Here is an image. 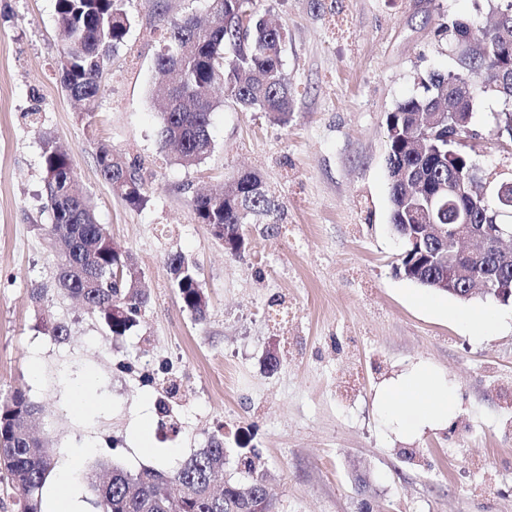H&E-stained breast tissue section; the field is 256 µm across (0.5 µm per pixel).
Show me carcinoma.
<instances>
[{
  "label": "carcinoma",
  "instance_id": "cac0c4a2",
  "mask_svg": "<svg viewBox=\"0 0 512 512\" xmlns=\"http://www.w3.org/2000/svg\"><path fill=\"white\" fill-rule=\"evenodd\" d=\"M207 2L208 22L200 23L193 14L173 22L155 57L156 69L177 76L176 85L158 90L164 100L160 144L174 146L175 161L187 168L200 164L211 152L209 127L218 105L216 91L227 93L242 110L263 112L279 125L287 124L292 112L291 82L282 61L283 31L256 10L254 0ZM488 8L512 32V0H488ZM55 9L62 47L61 84L90 116L107 61L124 45L131 28L126 0H55ZM444 35L450 47L462 36L469 38L470 50L454 56L447 72L422 78L424 94L398 102L388 116L389 221L404 246L408 225L420 223L425 206L422 193L406 189V179L444 184L449 208L469 210L475 224L501 220L494 195L454 191L458 181L448 171L451 165L466 178L476 167L473 154L482 136L475 130L474 106L465 102L454 107L460 118L450 125L424 128L417 124V117L443 111L449 89L462 80L471 88L473 101L493 95L502 102V108L490 115L489 132L501 129L509 135L512 79L500 83L490 75L503 41L463 19L451 20ZM450 151L456 152L451 159ZM42 157L47 205L53 214L50 235L58 288L63 295L80 299L111 335L123 336L138 325L148 301L139 273L126 254L113 249L108 228L97 222L90 197L77 185L69 154L45 136ZM95 159L117 196L134 207L147 202L136 164L125 162L105 144L98 147ZM191 207L198 223L224 226V250L237 256L241 254L236 241L242 237V225L254 215L269 213L274 201L261 178L244 171L221 194L193 196ZM435 250L436 246H430L422 260L402 256L399 271L412 283L450 296L452 292L435 286L442 274L434 265ZM167 266L183 307L195 319L204 320L208 301L197 264L176 252L168 256ZM470 272V280L482 288L478 296L487 300L493 298L502 278L512 277V265L475 263ZM37 414V407L20 388L0 398V475L17 497L18 512H42L43 487L55 467L50 436L37 438L30 431ZM243 465L247 483L226 482L223 494L215 490L224 474V437L217 435L172 472L152 469L133 474L113 467L103 479L95 472L85 474L84 479L95 493L97 512H273L264 477L254 472L250 459H244Z\"/></svg>",
  "mask_w": 512,
  "mask_h": 512
}]
</instances>
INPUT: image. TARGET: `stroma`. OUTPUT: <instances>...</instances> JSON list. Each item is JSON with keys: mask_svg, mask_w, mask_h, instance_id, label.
I'll return each mask as SVG.
<instances>
[{"mask_svg": "<svg viewBox=\"0 0 512 512\" xmlns=\"http://www.w3.org/2000/svg\"><path fill=\"white\" fill-rule=\"evenodd\" d=\"M257 6L284 29L290 121L225 99L211 114V153L186 168L159 144L154 57L171 22L205 17L206 0H127L133 26L90 117L60 83L55 0H0V397L25 390L58 463L79 477L103 463L170 471L220 433L225 479L244 481L240 457L250 455L275 512H512V303L462 302L395 274L402 246L385 170L388 113L420 93L421 76L450 69L440 28L489 22L487 0ZM46 135L69 151L98 222L149 293L126 335L109 336L55 286ZM102 143L139 164L145 207L102 179ZM247 169L278 209L244 225L246 248L234 257L190 199ZM176 251L198 264L205 320L171 286L166 258ZM483 309L494 323L480 334L462 315ZM49 322L67 326L65 339L47 335ZM421 361L447 374L457 411L446 428L400 438L375 395ZM84 377L94 399L78 417L69 389Z\"/></svg>", "mask_w": 512, "mask_h": 512, "instance_id": "obj_1", "label": "stroma"}]
</instances>
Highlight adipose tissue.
I'll return each mask as SVG.
<instances>
[{
    "instance_id": "obj_1",
    "label": "adipose tissue",
    "mask_w": 512,
    "mask_h": 512,
    "mask_svg": "<svg viewBox=\"0 0 512 512\" xmlns=\"http://www.w3.org/2000/svg\"><path fill=\"white\" fill-rule=\"evenodd\" d=\"M388 427L410 437L447 426L456 396L447 376L418 363L382 384L375 396ZM44 512H84L79 490L65 473L51 474L43 490Z\"/></svg>"
}]
</instances>
